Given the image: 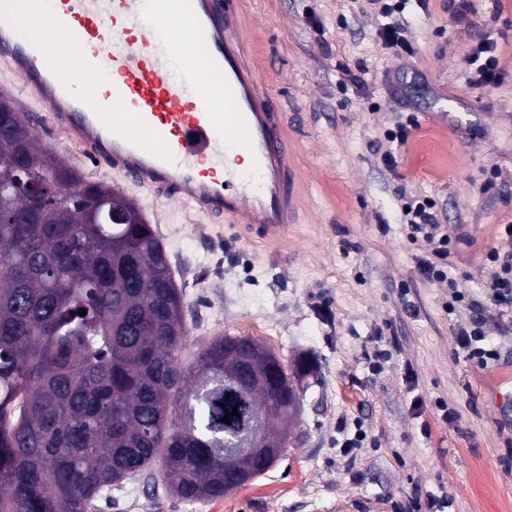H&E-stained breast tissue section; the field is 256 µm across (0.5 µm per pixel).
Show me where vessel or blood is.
Segmentation results:
<instances>
[{"mask_svg": "<svg viewBox=\"0 0 512 512\" xmlns=\"http://www.w3.org/2000/svg\"><path fill=\"white\" fill-rule=\"evenodd\" d=\"M173 3L185 30L178 40L161 0H16L0 18V68L21 80L89 162L208 221L228 218L279 243L296 204L288 141L275 94L245 61L238 0ZM147 8L153 26L135 35L129 22ZM42 15L80 50L79 74L101 80V96L76 95L43 66L37 41L17 38V28ZM204 68L220 80L222 96L204 91ZM237 151L249 157L247 171L225 165Z\"/></svg>", "mask_w": 512, "mask_h": 512, "instance_id": "obj_1", "label": "vessel or blood"}]
</instances>
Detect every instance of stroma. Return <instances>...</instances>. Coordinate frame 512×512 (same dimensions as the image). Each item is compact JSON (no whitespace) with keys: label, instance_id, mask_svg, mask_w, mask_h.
Wrapping results in <instances>:
<instances>
[{"label":"stroma","instance_id":"obj_1","mask_svg":"<svg viewBox=\"0 0 512 512\" xmlns=\"http://www.w3.org/2000/svg\"><path fill=\"white\" fill-rule=\"evenodd\" d=\"M241 2L299 189L278 246L84 161L49 122L33 132L152 224L184 298V366L214 337L248 336L318 371L253 483L187 502L144 474L98 512H512V309L489 301L490 254L512 252V0H409L407 53L385 45L369 0ZM487 37L499 77L476 89L466 59ZM411 117L407 140L388 141ZM422 198L450 237L445 282L423 274L432 246L402 212ZM477 312L485 362L456 340Z\"/></svg>","mask_w":512,"mask_h":512}]
</instances>
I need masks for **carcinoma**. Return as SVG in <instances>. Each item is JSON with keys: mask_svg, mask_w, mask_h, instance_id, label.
<instances>
[{"mask_svg": "<svg viewBox=\"0 0 512 512\" xmlns=\"http://www.w3.org/2000/svg\"><path fill=\"white\" fill-rule=\"evenodd\" d=\"M185 338L182 293L136 204L38 147L0 100V512H90L155 463L190 502L265 473L237 478L224 448L268 408L287 429L280 390L224 380L222 336L184 367Z\"/></svg>", "mask_w": 512, "mask_h": 512, "instance_id": "1", "label": "carcinoma"}]
</instances>
